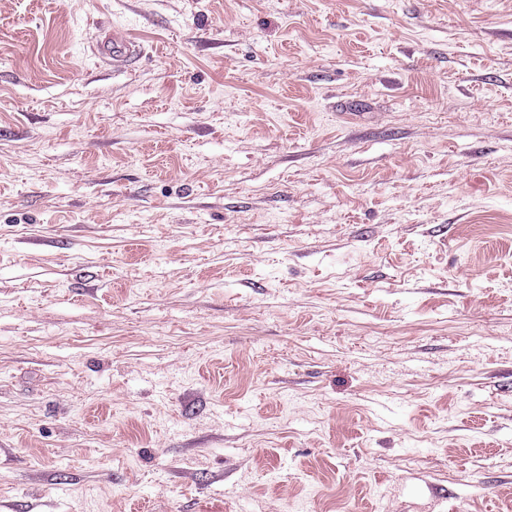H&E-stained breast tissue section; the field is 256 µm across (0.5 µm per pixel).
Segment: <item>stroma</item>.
Instances as JSON below:
<instances>
[{
	"label": "stroma",
	"instance_id": "stroma-1",
	"mask_svg": "<svg viewBox=\"0 0 512 512\" xmlns=\"http://www.w3.org/2000/svg\"><path fill=\"white\" fill-rule=\"evenodd\" d=\"M0 512H512V0H0ZM135 42L123 30H113L112 46L106 40L97 43L96 53L105 60H111L112 65L127 62L132 56Z\"/></svg>",
	"mask_w": 512,
	"mask_h": 512
}]
</instances>
